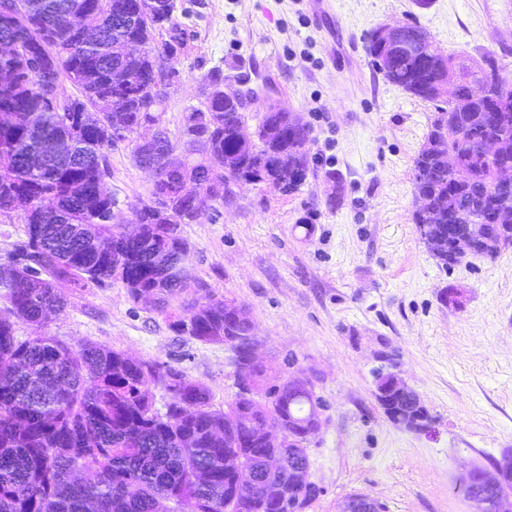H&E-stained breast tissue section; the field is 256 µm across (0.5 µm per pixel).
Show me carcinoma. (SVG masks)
<instances>
[{
    "instance_id": "obj_1",
    "label": "carcinoma",
    "mask_w": 512,
    "mask_h": 512,
    "mask_svg": "<svg viewBox=\"0 0 512 512\" xmlns=\"http://www.w3.org/2000/svg\"><path fill=\"white\" fill-rule=\"evenodd\" d=\"M25 2V9H0V38L15 42L12 53L0 55V214L22 211L25 232L0 262V302L33 330L22 338L14 323L0 319V512H284L265 490L277 486L288 499L308 465L307 448H269L261 439L274 420L303 435L313 393L288 382L264 393L261 367L252 370V384H238L226 408L215 409L209 389L179 369L104 345L74 347L42 329L49 313L69 304L60 283L81 290L118 280L133 299L165 308L193 281L178 261L188 250L180 226L194 222L188 203L198 175L212 172L220 201L224 185L263 174L294 193L308 172V128L292 112H266L258 138L243 145V100L217 97L185 117L183 134L201 138L202 161L176 159L165 131L158 143H135L136 164L167 176L155 188L169 202L134 208L141 233L129 240L113 223L116 200L101 183L112 144L146 120L160 122L142 89L158 73L159 56L172 57L182 46L176 0H160L154 12L145 0H82L100 15L90 40L79 33L76 0ZM163 30L168 40L159 44ZM423 33L409 25L395 43L368 42V53L382 61L378 70L390 83L445 103L413 161L415 195L430 200L413 221L443 236L450 224H493V213H512V183L499 178L512 166V78L493 55L469 64L436 44L412 49ZM130 40L146 51L124 56ZM48 73L58 85L54 107L42 92ZM66 80L79 96L64 95ZM477 83L490 85L492 94L474 97ZM55 134L82 161L51 166L38 159L40 139ZM490 138L497 143L491 157L484 152ZM447 159L461 168L459 178L442 171ZM499 254L467 244L457 249L456 263ZM173 327L203 343L247 334L238 307L221 300L195 303ZM151 381L169 395L162 415ZM243 477L254 489L244 500L234 497Z\"/></svg>"
}]
</instances>
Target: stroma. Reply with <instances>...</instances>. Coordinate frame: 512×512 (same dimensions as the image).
<instances>
[{"label":"stroma","instance_id":"1","mask_svg":"<svg viewBox=\"0 0 512 512\" xmlns=\"http://www.w3.org/2000/svg\"><path fill=\"white\" fill-rule=\"evenodd\" d=\"M183 48L161 126L183 143L206 78H249L255 128L269 103L310 130V171L292 194L234 182L181 227L195 286L166 311L120 282L70 292L47 335L95 342L170 365L210 390L214 408L237 391L236 353L177 332L173 317L208 296L246 307L267 367L265 386L310 381L322 424L309 441L320 492L305 512H338L347 496L384 512H473L456 482L512 448V247L444 270L412 221L413 160L435 112L386 81L365 49L385 24L419 23L445 52L494 55L512 74V0H177ZM134 139L108 152L117 213L150 202L152 175ZM457 292L456 302L442 299ZM395 363L435 420L424 435L393 424L375 399L374 372Z\"/></svg>","mask_w":512,"mask_h":512}]
</instances>
